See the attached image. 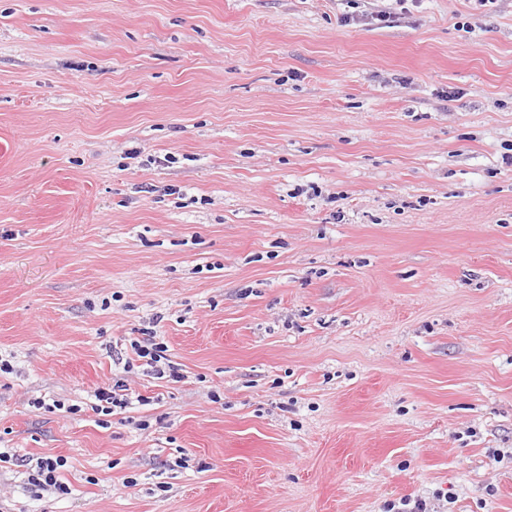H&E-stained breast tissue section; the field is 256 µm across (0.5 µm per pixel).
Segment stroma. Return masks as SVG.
I'll use <instances>...</instances> for the list:
<instances>
[{
    "label": "stroma",
    "instance_id": "35a3bbf8",
    "mask_svg": "<svg viewBox=\"0 0 512 512\" xmlns=\"http://www.w3.org/2000/svg\"><path fill=\"white\" fill-rule=\"evenodd\" d=\"M0 134V512H512V0H0ZM146 340V341H145ZM143 341H134L131 343L133 353L143 360L142 365L149 366L156 372L157 375H164L165 371L160 369L157 365L161 359H165L162 353L165 348L160 343H155L152 339H145ZM159 376L158 378H161ZM129 390L130 387L121 381H116L111 387L97 389L94 397L100 404H95L93 409L106 415L114 413L116 408L125 410L131 404ZM61 458L40 457L36 459L35 465H30L28 469L27 484L37 489L46 490L48 487H54L62 491H67L66 486L60 481L59 468L65 466Z\"/></svg>",
    "mask_w": 512,
    "mask_h": 512
}]
</instances>
